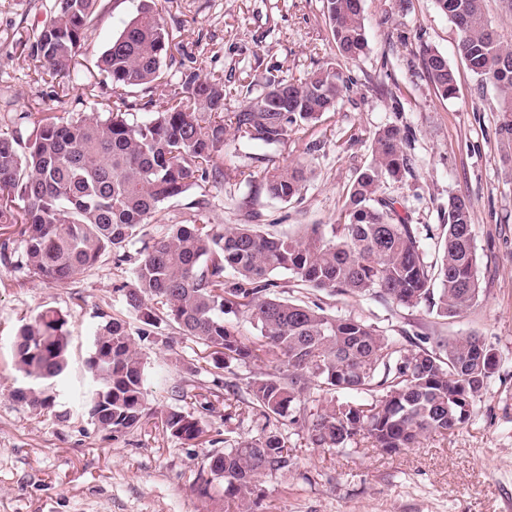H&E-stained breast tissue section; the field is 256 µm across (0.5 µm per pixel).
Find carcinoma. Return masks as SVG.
<instances>
[{
    "label": "carcinoma",
    "mask_w": 512,
    "mask_h": 512,
    "mask_svg": "<svg viewBox=\"0 0 512 512\" xmlns=\"http://www.w3.org/2000/svg\"><path fill=\"white\" fill-rule=\"evenodd\" d=\"M102 0H54L49 19L33 35L30 56L54 79H79L76 57ZM484 0H436L459 32L458 52L467 68L499 95L500 144L512 158V48L490 24ZM322 11L339 55L356 61L367 47L361 0H322ZM173 57L155 0H141L137 13L103 51L98 68L112 83L104 115L64 119L54 112L14 115L0 129V230L18 235V265L45 283L66 285L94 267L104 253L133 279L128 306L143 328L104 321L95 336L88 369L95 382L89 415L114 433L134 428L146 409L145 369L134 336L146 337L161 321L202 345L224 390L238 389L235 368L251 361L272 364L249 382L263 413L302 415L317 448L339 450L367 440L399 452L427 434L464 425L497 364L474 335L423 336L414 349L398 347L375 326L339 318L314 301L281 298L271 289L280 272L295 286L332 294L374 296L398 306H427L455 318L480 296L473 245V209L448 198L437 255L427 259L419 228L399 213L383 184L410 169L399 128L385 126L374 138L372 159L347 190L341 222L324 233L274 235L257 224L221 226L202 214L173 224L148 243L145 228L159 223L166 203L192 187L206 190L224 177L227 131L243 145L273 147L288 133L336 111L353 79L333 63L302 80L273 77L247 104L230 111L224 76L181 72L179 91L159 103L154 91ZM422 64L443 98L456 92V71L441 52L422 46ZM147 113L144 119L140 112ZM311 174L302 163L271 161L261 187L272 198L300 195ZM142 247L131 253L129 247ZM245 316L257 331L247 344L224 315ZM67 316L48 310L22 324L14 337V368L25 380L11 395L31 407H51L43 385L68 367ZM341 392L368 401H342ZM171 433L201 437L198 419L171 411ZM284 438L267 432L210 457V474L225 492L247 500L259 479L292 465Z\"/></svg>",
    "instance_id": "cac0c4a2"
}]
</instances>
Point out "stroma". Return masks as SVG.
Instances as JSON below:
<instances>
[{
  "mask_svg": "<svg viewBox=\"0 0 512 512\" xmlns=\"http://www.w3.org/2000/svg\"><path fill=\"white\" fill-rule=\"evenodd\" d=\"M52 3L0 0V116L49 110L77 118L90 96L112 95L96 62L140 0H102L77 58L81 78L72 83L39 78L28 57L26 43ZM362 7L368 48L347 64L354 84L335 111L277 147L228 140L221 183L166 203L161 223L148 231L157 236L165 225L184 223L202 196L208 199L203 214L213 224H261L302 235L338 223L376 132L399 127L412 169L388 180L384 192L418 225L429 254L447 221L449 197L470 198L481 283L476 306L447 320L423 305L318 290L308 297L330 314L375 324L401 347L418 335L480 336L498 367L468 423L423 436L396 454L363 440L341 452L317 448L302 422L266 418L254 404L247 383L268 364L238 367L239 388L227 393L223 371L206 367L201 345L163 322L136 344L147 376L142 423L112 435L88 415L87 363L102 316L141 326L125 300L128 270L106 255L74 282L55 286L0 260V512H241L223 480L211 477L208 458L267 431L285 438L294 462L260 479L254 512H512V161L500 148L496 92L457 54L455 26L435 0H362ZM164 17L182 51L167 63L160 98L170 97L181 71L194 66L204 75H224L232 90L226 106L233 110L262 91L270 69L298 79L339 60L320 0H167ZM424 43L456 70L454 97H440L428 80ZM272 159L308 162L314 175L300 196L283 202L260 189L257 178ZM246 171L254 181L243 180ZM46 309L67 316L70 345L68 370L50 385L54 405L44 410L10 395L17 379L11 338ZM193 385L208 388V407L188 397ZM171 411L197 418L202 436L187 441L167 431L161 419Z\"/></svg>",
  "mask_w": 512,
  "mask_h": 512,
  "instance_id": "stroma-1",
  "label": "stroma"
}]
</instances>
